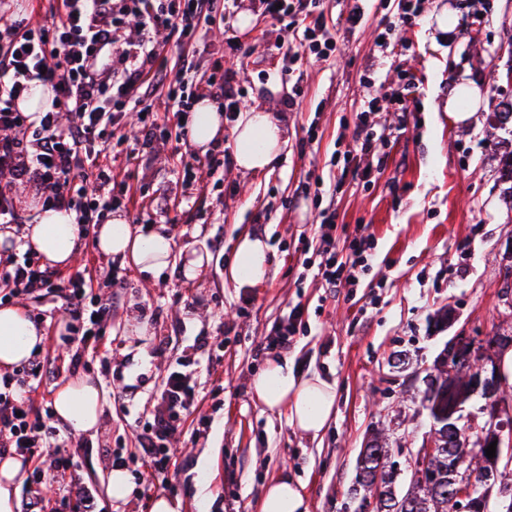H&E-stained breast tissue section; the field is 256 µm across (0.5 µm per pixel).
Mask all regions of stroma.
Listing matches in <instances>:
<instances>
[{"mask_svg":"<svg viewBox=\"0 0 512 512\" xmlns=\"http://www.w3.org/2000/svg\"><path fill=\"white\" fill-rule=\"evenodd\" d=\"M351 0H326L337 49L330 57L303 55L298 75L282 77L292 41L283 23L258 15L254 0H237L235 14L251 25L241 51L229 48L227 18L205 23L203 40L185 46L161 41L171 69L194 59L200 70L222 62L232 69L247 107L282 117L288 143L273 169L223 176L199 170L182 178L184 161L197 155L190 140L156 142L133 163L117 160L112 172L129 181L142 207L124 211L129 223L181 231L177 249L205 255L195 279L182 261L156 278L129 270V281L105 324L112 350L86 353L71 367L58 328L46 320L40 357H51L44 387L52 400L67 379L89 376L106 391L129 386L140 406L173 358L198 336L223 339L198 381L210 429L182 436L177 461L164 483L144 490L133 453L142 423L107 401L96 432L73 436L68 451L80 478L91 485L101 512H148L152 498L181 500L183 512H258L266 484L285 476L302 483L310 512H357L359 454L375 433L388 436V459L398 492L413 481V459L430 438L422 404L425 379L448 340L463 332L484 342L512 336V181L502 169L512 135L495 124L501 103L512 100V0H427L419 21L403 16L400 0H366L362 29L339 30ZM456 17L450 32L437 27L443 12ZM391 26L390 46L373 40ZM413 74L415 103L407 127L392 137L385 168L365 184L330 164L347 150L367 76L392 86L398 71ZM473 83L480 102L467 123L448 116V98ZM336 191V243L348 246L358 228L373 239L375 258L355 294H329L319 280L298 281L299 238H313L327 198L309 190L311 175ZM265 239L270 266L264 283L238 288L224 266L238 236ZM302 304L305 336L287 354L295 374L317 376L336 388L335 412L318 436L297 430L286 414L270 412L252 394L266 366L252 350L289 306ZM169 338V356L154 349ZM122 467L134 485L124 504L108 498L102 474ZM204 503H197L199 486Z\"/></svg>","mask_w":512,"mask_h":512,"instance_id":"1","label":"stroma"}]
</instances>
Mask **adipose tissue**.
I'll list each match as a JSON object with an SVG mask.
<instances>
[{
  "label": "adipose tissue",
  "instance_id": "obj_1",
  "mask_svg": "<svg viewBox=\"0 0 512 512\" xmlns=\"http://www.w3.org/2000/svg\"><path fill=\"white\" fill-rule=\"evenodd\" d=\"M224 132V118L208 101H200L189 118L191 143L200 150L219 139ZM235 160L245 173L258 174L272 169L285 142L279 119L270 112L252 109L240 113L235 126ZM27 246L41 255L49 266L65 268L72 264L78 240L74 212L42 211L34 223L24 228ZM97 248L106 255L123 258L139 273L151 276L170 263L175 244L158 231H143L115 216L99 225ZM268 245L260 238H239L224 276L239 288L261 284L268 273ZM45 344L40 324L17 305L0 307V370L10 371L27 362ZM252 392L260 403L273 412L286 411L288 422L298 430L316 435L329 423L336 404V389L317 378L296 377L287 361H269L252 381ZM54 410L61 422L75 433L97 429L105 392L88 377L69 379L54 395ZM259 512H309L308 503L298 483L285 477L273 479L259 502Z\"/></svg>",
  "mask_w": 512,
  "mask_h": 512
}]
</instances>
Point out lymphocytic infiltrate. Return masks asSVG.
I'll list each match as a JSON object with an SVG mask.
<instances>
[{
  "mask_svg": "<svg viewBox=\"0 0 512 512\" xmlns=\"http://www.w3.org/2000/svg\"><path fill=\"white\" fill-rule=\"evenodd\" d=\"M258 4L263 17L286 23L293 38L311 53L335 52L323 0ZM228 7V0H54L41 21L24 18L0 27V223H20L13 204V192L20 186L33 189L44 206L74 211L84 238L105 213L135 206L130 185L112 182L117 156L131 162L155 142L168 140L172 129L182 128V116L195 102L187 68L168 72L154 35L166 29L179 43L197 41L202 18ZM130 19L137 22L133 34L119 38V27ZM200 80L225 121H235L244 98L233 84L232 71L218 66ZM36 83L50 86L53 99L50 110L34 120L20 111L19 102ZM160 85L171 104L165 114L153 112L146 103ZM414 92L415 79L405 70L399 71L392 90L369 91L356 115L352 145L343 154L364 182L379 178L390 134L405 125ZM131 111L139 115L137 133L115 135L116 126ZM380 113L391 118L384 132L377 131L372 120ZM119 145L124 148L120 154L115 151ZM317 219V279L333 290L359 287L373 259L369 237L356 235L347 248H337L332 235L335 206L321 209ZM127 283L126 273L108 261L68 272L48 269L18 241L7 258L0 259V296L58 306L79 324V331L66 341L76 366L85 351L105 345L103 307L91 302L90 294L102 285L123 288ZM303 315L302 304L290 307L255 346V354L277 357L288 352ZM213 346L210 337H196L191 354L176 359L153 393L136 450L146 487H154L168 472L175 456L172 443L186 422L194 421L200 429L209 424L208 416L197 412V370ZM43 368V362L35 360L0 375V457L16 455L43 466V479L59 485L73 512H100L92 488L76 473L73 457L62 452L65 436L35 408Z\"/></svg>",
  "mask_w": 512,
  "mask_h": 512,
  "instance_id": "lymphocytic-infiltrate-1",
  "label": "lymphocytic infiltrate"
}]
</instances>
